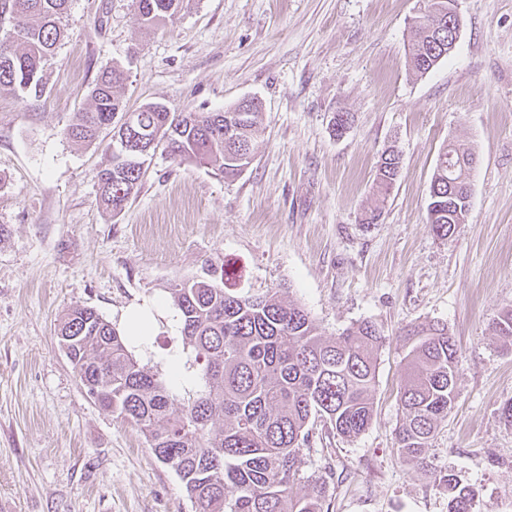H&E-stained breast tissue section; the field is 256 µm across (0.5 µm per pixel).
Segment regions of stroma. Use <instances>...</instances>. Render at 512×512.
Segmentation results:
<instances>
[{
	"mask_svg": "<svg viewBox=\"0 0 512 512\" xmlns=\"http://www.w3.org/2000/svg\"><path fill=\"white\" fill-rule=\"evenodd\" d=\"M421 0H186L140 27L131 0H70L47 94L0 91V502L12 512H194L137 428L86 394L58 345L70 307L119 326L132 305L226 263L231 285L282 290L326 335L368 320L383 332L375 414L345 438L315 423L299 491L321 482L326 512H448V491L396 450L409 325L442 323L460 349L457 399L429 455L472 489L479 512H512V346L491 331L512 308V0H459L456 47L408 69ZM121 64L128 108L217 112L261 102L252 164L224 178L165 153L117 216L98 204L105 146L61 130L99 70ZM352 124L335 136L336 113ZM475 149L467 220L445 239L426 222L438 154ZM401 174L372 190L389 145ZM379 210L365 224L361 216ZM166 318L142 365L166 375L182 352Z\"/></svg>",
	"mask_w": 512,
	"mask_h": 512,
	"instance_id": "35a3bbf8",
	"label": "stroma"
}]
</instances>
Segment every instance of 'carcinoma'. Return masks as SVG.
Wrapping results in <instances>:
<instances>
[{"label": "carcinoma", "mask_w": 512, "mask_h": 512, "mask_svg": "<svg viewBox=\"0 0 512 512\" xmlns=\"http://www.w3.org/2000/svg\"><path fill=\"white\" fill-rule=\"evenodd\" d=\"M184 0H132L139 23L151 28L175 16ZM456 0H427L413 17L407 46L410 70L423 75L448 52V14ZM69 0H0L14 14L17 31L0 33V89L39 100L46 94L44 66L66 37ZM127 75L114 63L99 71L89 103L63 127V137L92 144L102 133L135 140L140 160L107 147L97 172L99 202L120 214L136 194L146 162L162 150L178 164L192 162L226 177L254 159L262 131V108L249 112H187L149 103L122 123L125 106L117 95ZM455 170L448 174V163ZM472 148L450 143L439 154L429 192L427 222L446 238L462 223L467 207ZM400 172V152L382 154L374 191L385 197ZM224 266L207 265L205 276L169 289L181 314L186 364L197 367L201 384L176 392L140 364L129 343L91 307H73L57 326L60 347L87 395L102 409L145 436L157 459L183 482L195 512H323L325 487L293 490L298 457L309 426L320 421L344 437L371 424L377 354L383 337L369 322L324 336L303 307L280 292L242 294L226 285ZM496 336L512 343V309L492 323ZM413 341L399 389L402 422L395 429L405 462L448 486V512H477L475 493L429 460L428 448L456 399L459 349L448 327L421 325L407 330Z\"/></svg>", "instance_id": "cac0c4a2"}]
</instances>
